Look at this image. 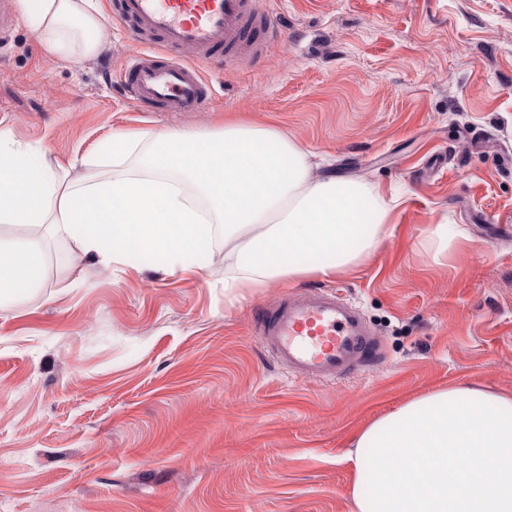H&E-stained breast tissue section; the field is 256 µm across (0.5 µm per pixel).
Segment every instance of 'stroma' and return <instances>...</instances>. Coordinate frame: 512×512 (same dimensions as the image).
I'll list each match as a JSON object with an SVG mask.
<instances>
[{
  "label": "stroma",
  "instance_id": "stroma-1",
  "mask_svg": "<svg viewBox=\"0 0 512 512\" xmlns=\"http://www.w3.org/2000/svg\"><path fill=\"white\" fill-rule=\"evenodd\" d=\"M108 48L44 52L23 16L0 36V131L64 165L127 130L274 124L325 173L400 195L383 245L326 283L384 342L379 367L292 379L255 334L284 281L224 298V232L202 270L98 264L52 245L41 288L0 312V505L7 512H351L355 434L410 398L512 394V0H258L284 28L257 59L213 61L199 112H140L113 82L136 52L118 0ZM463 233L442 263L429 225Z\"/></svg>",
  "mask_w": 512,
  "mask_h": 512
}]
</instances>
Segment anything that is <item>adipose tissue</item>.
Wrapping results in <instances>:
<instances>
[{
	"label": "adipose tissue",
	"mask_w": 512,
	"mask_h": 512,
	"mask_svg": "<svg viewBox=\"0 0 512 512\" xmlns=\"http://www.w3.org/2000/svg\"><path fill=\"white\" fill-rule=\"evenodd\" d=\"M44 50L104 49L99 0H19ZM84 171L0 141V305L40 288L48 240L73 241L102 265L127 252L169 266L208 254L216 225L232 262L224 293L364 263L388 235L392 200L361 179L315 173L279 127L228 122L206 132H130ZM349 458L353 512H512V396L455 385L415 397L362 429Z\"/></svg>",
	"instance_id": "adipose-tissue-1"
}]
</instances>
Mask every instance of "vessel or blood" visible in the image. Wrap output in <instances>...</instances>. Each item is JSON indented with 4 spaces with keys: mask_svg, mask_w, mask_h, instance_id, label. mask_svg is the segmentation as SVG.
I'll return each mask as SVG.
<instances>
[{
    "mask_svg": "<svg viewBox=\"0 0 512 512\" xmlns=\"http://www.w3.org/2000/svg\"><path fill=\"white\" fill-rule=\"evenodd\" d=\"M118 15L148 38L145 49L115 71L146 112L203 110L210 83L200 63L219 55L234 62L259 56L283 34L256 0H119ZM256 334L298 379L353 378L383 359L382 341L361 308L334 288L286 293L262 309Z\"/></svg>",
    "mask_w": 512,
    "mask_h": 512,
    "instance_id": "b4317fda",
    "label": "vessel or blood"
}]
</instances>
